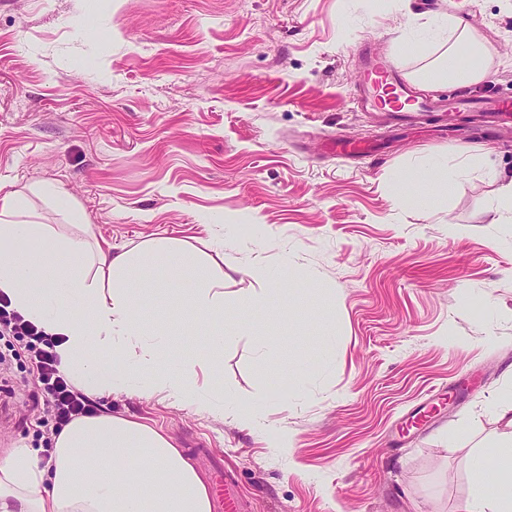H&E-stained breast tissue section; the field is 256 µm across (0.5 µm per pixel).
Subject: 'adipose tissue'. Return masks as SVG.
Instances as JSON below:
<instances>
[{"instance_id":"adipose-tissue-1","label":"adipose tissue","mask_w":512,"mask_h":512,"mask_svg":"<svg viewBox=\"0 0 512 512\" xmlns=\"http://www.w3.org/2000/svg\"><path fill=\"white\" fill-rule=\"evenodd\" d=\"M414 29L443 45L438 63L413 73L426 87L483 80L486 51L447 15L414 21ZM70 216L48 224L28 193L0 197V294L13 310L56 342L61 368L77 389L102 397L140 384L174 402L209 409L206 375L222 365L223 331L211 353L162 363L158 328L141 320L148 291L134 287V269L156 267L180 277L197 254L194 245L156 239L132 249L90 242L83 214L54 186L41 189ZM194 320L208 324L224 312V274L178 296ZM493 452L471 466L473 492L464 512H512V411ZM207 487L190 460L159 431L106 413L72 420L53 437L47 462L34 450L0 456V512H210Z\"/></svg>"}]
</instances>
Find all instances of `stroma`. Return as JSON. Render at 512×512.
<instances>
[{"label": "stroma", "instance_id": "obj_1", "mask_svg": "<svg viewBox=\"0 0 512 512\" xmlns=\"http://www.w3.org/2000/svg\"><path fill=\"white\" fill-rule=\"evenodd\" d=\"M484 42L477 90L512 97V0H0V197L42 183L101 244H223L224 316L150 309L169 345L210 351L208 383L243 423L158 394L95 401L182 448L223 458L242 512H463L471 456L512 401V223L472 167L401 206L418 161L493 147L512 173V119L390 126L355 106L363 48L406 75L434 56L410 15ZM343 137L359 152L339 157ZM264 303L242 318L238 299ZM24 341H0V450L48 460ZM286 451H277L275 442Z\"/></svg>", "mask_w": 512, "mask_h": 512}]
</instances>
